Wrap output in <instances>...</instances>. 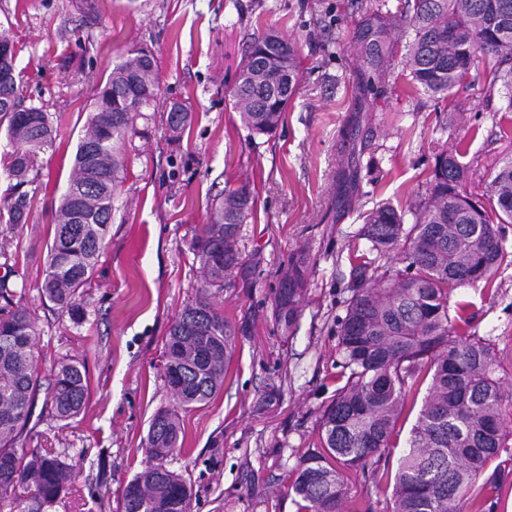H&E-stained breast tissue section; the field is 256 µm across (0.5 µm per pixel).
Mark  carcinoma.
<instances>
[{
  "instance_id": "obj_1",
  "label": "carcinoma",
  "mask_w": 512,
  "mask_h": 512,
  "mask_svg": "<svg viewBox=\"0 0 512 512\" xmlns=\"http://www.w3.org/2000/svg\"><path fill=\"white\" fill-rule=\"evenodd\" d=\"M410 35L406 68L411 81L434 96H447L467 77L477 55L490 58L492 82L512 88V0H414L395 15L366 12L354 32L366 69L358 87L375 89L392 60L389 36ZM117 62L100 84L73 161V176L59 199L57 224L39 293L75 322L86 310L82 297L91 287L117 189L126 171L127 146L140 134L137 120L154 105L159 85L155 60L140 49ZM510 64L502 70L500 65ZM295 43L276 32L253 39L233 89V108L257 135L273 134L299 88ZM16 49L0 39V129L12 145L6 171L10 193L0 199V222L15 227L28 220L31 197L24 186L37 155L56 138L53 117L26 105L20 93ZM183 103L171 105L170 130L192 122ZM466 167L453 153L442 154L427 182L425 198L405 224L390 204L364 216L367 252L354 257L351 297L336 318L337 347L345 380L322 411L318 441L300 458L293 492L300 512H347L352 486L371 483L392 490L384 512H483L472 487H500L489 466L506 450L507 426L502 383L491 342L471 332L468 306L449 300L458 288L492 291L494 279L512 254L503 246L500 225L512 223V158L490 184L494 204L473 205L465 189ZM249 186L224 196L191 242L199 259L200 292L172 322L165 344L164 381L174 404L152 417L142 447L149 465L126 483L120 512H191L192 489L166 466L182 447L181 413L207 404L224 386L236 330L209 300L210 290L236 286L245 270L238 248L241 224L253 210ZM398 252L404 267L384 260ZM308 257L288 260L273 300L278 328L292 332L306 291ZM17 291L0 278V495L19 486L33 489L38 505L58 499L73 471L58 456L23 448V435L39 395L42 409L57 421L81 415L88 398L84 366L63 361L45 377L37 368L36 318L15 300ZM424 397H419L421 387ZM421 402L397 468L396 427L407 405Z\"/></svg>"
}]
</instances>
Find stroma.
Masks as SVG:
<instances>
[{"label":"stroma","mask_w":512,"mask_h":512,"mask_svg":"<svg viewBox=\"0 0 512 512\" xmlns=\"http://www.w3.org/2000/svg\"><path fill=\"white\" fill-rule=\"evenodd\" d=\"M405 0H0V37L17 47L26 102L58 118L28 191L27 224L0 226V276L37 318L41 374L80 361L89 399L70 423L33 416L24 448L65 456L75 478L40 512H118L121 492L146 462L153 415L170 407L163 378L174 316L195 300L200 264L190 249L225 188L249 185L251 217L240 231L248 280L210 300L239 329L223 388L183 413L185 441L168 459L193 488L192 512H298L290 487L317 440L337 382L336 319L344 315L351 256L368 250L364 215L383 203L409 210L437 155L456 152L466 190L485 195L512 156V111L478 63L448 98L412 90L407 47L397 42L385 91L355 96L363 63L353 43L366 10ZM277 31L298 48L300 84L276 133L254 135L232 106L238 65L254 37ZM154 54L160 101H186L180 136L155 110L134 138L116 209L85 297L81 323L40 300L58 199L73 172L95 89L127 51ZM306 250V292L292 335L272 318L274 291L293 253ZM476 333L489 339L512 429V265L492 293L460 288Z\"/></svg>","instance_id":"1"}]
</instances>
